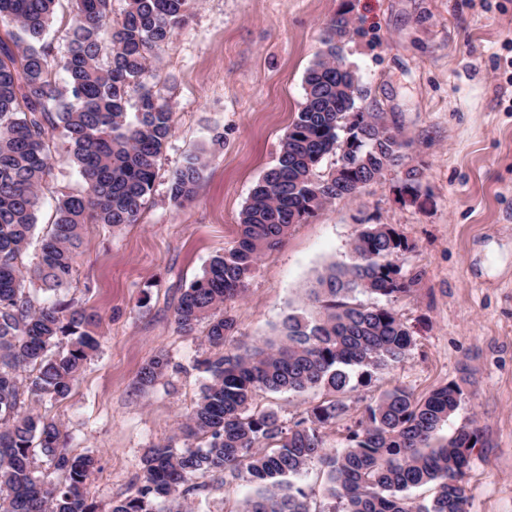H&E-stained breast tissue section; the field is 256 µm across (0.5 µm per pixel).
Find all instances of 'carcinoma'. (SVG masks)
Returning a JSON list of instances; mask_svg holds the SVG:
<instances>
[{
    "label": "carcinoma",
    "mask_w": 512,
    "mask_h": 512,
    "mask_svg": "<svg viewBox=\"0 0 512 512\" xmlns=\"http://www.w3.org/2000/svg\"><path fill=\"white\" fill-rule=\"evenodd\" d=\"M59 2L0 0V23L16 28L11 44L0 40V512H97L87 491L96 458L62 446L56 422L32 407L45 397L68 396L98 348L95 317L72 300L37 306L22 283L28 279L56 294L70 288L85 246L83 225L137 222L172 133V112L150 83L159 80L151 58L186 22L193 0H127L117 21L111 0H71L68 45L60 55L43 40ZM352 25L345 12L327 24L324 60L305 73L304 102L276 166L250 192L237 240L211 259L175 309L180 331L189 334L205 322L208 342L224 347L203 363L207 381L179 427L184 447L169 441L149 449L136 488L113 500L110 512H183L179 499H187L196 490L192 479L205 474L254 487L241 512H310L297 479L313 462L327 470V495L339 506L330 512H467L463 477L480 433L462 427L436 438L459 407L455 382L420 399L393 387L347 427L341 452L324 448L321 429L347 416L340 394L352 372L389 369L404 361L413 343L388 305L352 298L363 291L389 301L411 291L415 277L403 275L397 263L407 245L393 228L362 225L357 258L317 278L315 314L288 315L278 344L235 339L234 320L221 314L225 302L244 295L259 258L293 225L350 196L372 173L404 166L408 143L394 134L377 141L382 113L357 106L345 91L357 81L355 73L336 71L344 53L336 30L349 35ZM55 69L64 73L63 82L53 77ZM57 129L85 186L58 200L55 221L28 269L23 255L37 226L42 186L53 175L50 142ZM331 153L367 164L339 184L333 172L316 173ZM204 167L199 155L184 160L170 187L174 203L194 197ZM168 366L165 356L152 358L138 385H153ZM312 388L328 398L291 426L273 410L252 408L260 391ZM39 455L59 475L57 483L47 486L34 476ZM427 484L436 489L430 503L406 495Z\"/></svg>",
    "instance_id": "cac0c4a2"
}]
</instances>
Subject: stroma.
<instances>
[{
  "instance_id": "obj_1",
  "label": "stroma",
  "mask_w": 512,
  "mask_h": 512,
  "mask_svg": "<svg viewBox=\"0 0 512 512\" xmlns=\"http://www.w3.org/2000/svg\"><path fill=\"white\" fill-rule=\"evenodd\" d=\"M349 10L356 30L346 61L358 105L385 113L408 143L421 177L418 202L402 199L401 169L356 196L294 225L259 259L243 298L225 304L246 342H278L289 314L311 315V290L331 264L349 263L362 225L386 224L408 245L398 258L417 276L391 300L413 334L395 367L356 378L342 396L351 418L397 385L423 396L458 382L448 436L475 423L481 441L465 477L468 512H512V0H194L186 24L152 59L172 135L138 223L88 224L75 280L65 296L97 316L98 351L61 401L38 407L61 441L90 452L88 483L98 512L127 494L149 448L178 437L205 381L200 361L219 356L205 326L180 332L174 310L210 259L237 237L254 184L278 159L304 100V76L329 20ZM54 131V176L42 189L32 265L59 193L81 191L79 171ZM191 154L208 163L194 198L169 200L172 175ZM157 355L168 372L141 390V367ZM323 390L259 392L258 408L293 424ZM192 512H238L252 494L242 481L196 479Z\"/></svg>"
}]
</instances>
